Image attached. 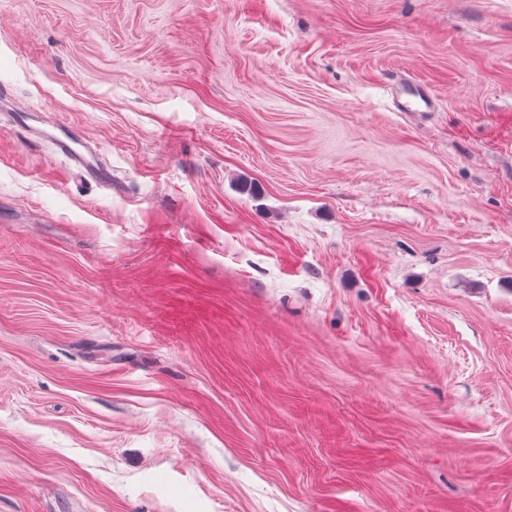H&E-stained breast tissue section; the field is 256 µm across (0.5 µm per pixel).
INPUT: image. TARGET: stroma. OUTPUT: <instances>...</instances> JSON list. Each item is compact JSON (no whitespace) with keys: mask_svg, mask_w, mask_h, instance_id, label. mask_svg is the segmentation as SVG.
I'll return each instance as SVG.
<instances>
[{"mask_svg":"<svg viewBox=\"0 0 512 512\" xmlns=\"http://www.w3.org/2000/svg\"><path fill=\"white\" fill-rule=\"evenodd\" d=\"M0 86V512H512V0H0ZM398 106L403 111H412L410 106H416L425 110H430L434 105V100L425 89L419 88L413 84H403L396 96ZM43 137L51 143L56 153L94 172L99 178H104V173L98 164L93 162L94 155L84 145H82L84 152H80L73 147L76 142L67 135L64 138H49L44 135Z\"/></svg>","mask_w":512,"mask_h":512,"instance_id":"stroma-1","label":"stroma"}]
</instances>
